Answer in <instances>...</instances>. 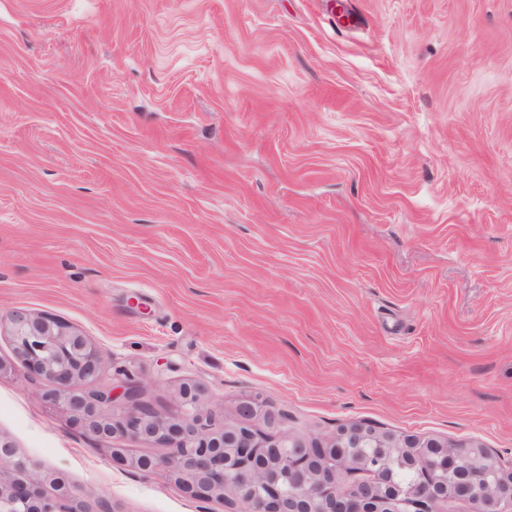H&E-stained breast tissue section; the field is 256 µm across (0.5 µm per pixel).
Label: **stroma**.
<instances>
[{
    "instance_id": "1",
    "label": "stroma",
    "mask_w": 512,
    "mask_h": 512,
    "mask_svg": "<svg viewBox=\"0 0 512 512\" xmlns=\"http://www.w3.org/2000/svg\"><path fill=\"white\" fill-rule=\"evenodd\" d=\"M173 413L369 423L512 463V0H0V316ZM0 436L115 512H224L44 403Z\"/></svg>"
}]
</instances>
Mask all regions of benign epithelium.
<instances>
[{"label": "benign epithelium", "mask_w": 512, "mask_h": 512, "mask_svg": "<svg viewBox=\"0 0 512 512\" xmlns=\"http://www.w3.org/2000/svg\"><path fill=\"white\" fill-rule=\"evenodd\" d=\"M16 360L43 378L48 404L70 415L91 440H151L168 448L164 457L129 456L111 449L120 464L162 472L190 496L224 501L227 512H437L458 499L468 512H512V469L474 442L448 444L353 423L310 448L287 434L255 432L238 423L214 426L203 412L209 396L198 382L176 394L179 412L166 416L141 401L143 386L124 369L123 392L98 386L101 349L78 328L56 317L16 310L0 317ZM411 468L415 479L400 486L394 467ZM0 512H112L90 506L67 478L21 453L0 436Z\"/></svg>", "instance_id": "benign-epithelium-1"}]
</instances>
